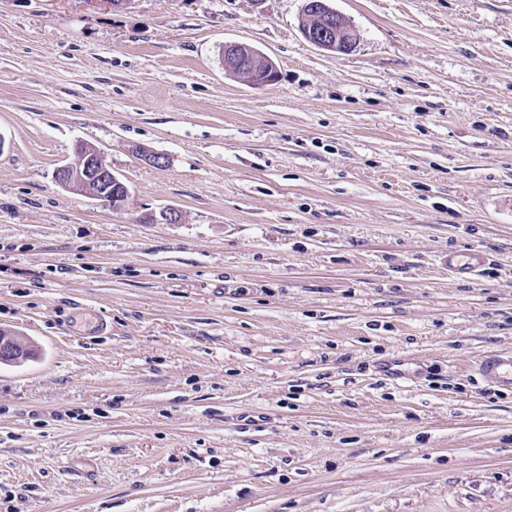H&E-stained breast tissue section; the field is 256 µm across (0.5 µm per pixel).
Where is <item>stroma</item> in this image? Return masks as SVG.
Segmentation results:
<instances>
[{
    "label": "stroma",
    "instance_id": "1",
    "mask_svg": "<svg viewBox=\"0 0 512 512\" xmlns=\"http://www.w3.org/2000/svg\"><path fill=\"white\" fill-rule=\"evenodd\" d=\"M332 5L0 0V512H512V0ZM329 2V0L304 1L303 10L310 12L309 17H315L320 23L303 30V34L308 42L319 49L344 54L356 46L358 34ZM243 48V51L241 50ZM266 65V70L273 69V73H268L264 77L255 79L254 76L259 68ZM234 67L240 69V78H243L253 86H265L277 79V66L265 54L260 51L240 43H228L224 46V68L227 71ZM96 154H85L75 164L59 166L53 179L61 188L78 191L113 208L127 201V186L112 172ZM113 202V203H112ZM488 261L487 255L480 249H470L463 253H448L449 272L467 277L477 276ZM476 371L488 384L512 388V350L486 355L477 365Z\"/></svg>",
    "mask_w": 512,
    "mask_h": 512
}]
</instances>
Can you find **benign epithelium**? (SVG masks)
Listing matches in <instances>:
<instances>
[{"label": "benign epithelium", "instance_id": "7a95c632", "mask_svg": "<svg viewBox=\"0 0 512 512\" xmlns=\"http://www.w3.org/2000/svg\"><path fill=\"white\" fill-rule=\"evenodd\" d=\"M303 9L320 23L303 30L304 37L319 49L344 54L351 51L358 40L356 30L344 21L329 0H304ZM240 69V77L253 86H265L277 79L276 64L260 51L240 43L224 45V68ZM53 179L61 188L78 191L92 199L117 207L127 201V186L105 162L86 154L74 164L59 166ZM18 336L0 334V362L20 357Z\"/></svg>", "mask_w": 512, "mask_h": 512}]
</instances>
